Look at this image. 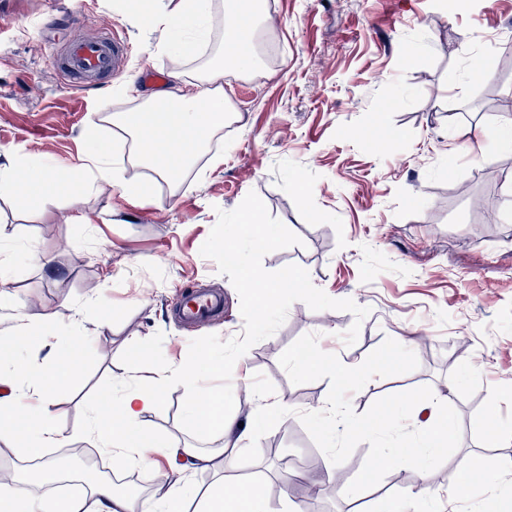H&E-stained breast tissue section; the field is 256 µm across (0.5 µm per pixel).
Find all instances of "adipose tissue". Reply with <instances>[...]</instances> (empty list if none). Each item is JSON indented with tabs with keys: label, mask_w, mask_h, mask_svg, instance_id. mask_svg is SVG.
Segmentation results:
<instances>
[{
	"label": "adipose tissue",
	"mask_w": 512,
	"mask_h": 512,
	"mask_svg": "<svg viewBox=\"0 0 512 512\" xmlns=\"http://www.w3.org/2000/svg\"><path fill=\"white\" fill-rule=\"evenodd\" d=\"M256 0H223L226 23L222 35L221 63L204 69L195 81L163 91L174 100L168 112L152 109L117 112L112 116L115 128L129 134L134 156L152 177L169 178L187 169L207 147L211 135L224 125L228 105L224 99L225 69L246 74L258 64L255 44ZM214 0H168L149 21L163 27L168 46L182 56H193L207 38ZM73 176L88 190L117 187L125 194L147 198L146 185L124 183L122 167L111 143L88 135L87 146ZM58 192L49 167L39 159H17L0 164V196H39L49 198ZM53 314L37 321L18 317L12 335L0 338V445L22 458L41 457L43 449L65 448L77 443L98 449L117 464L154 467L157 457L170 461L160 478L167 490L148 497L120 492L112 481L100 478L88 491L76 496L44 497L38 494L18 496L14 477L0 478V505L7 512H192L180 491L191 470H225L231 465V451L223 442L241 443L251 438L255 421L242 422L225 409L224 394L198 387L201 373H224L229 362L210 351L197 353L194 362L177 367H159L151 383L136 378L121 387L102 390L89 409L87 424L79 436L62 432L54 422L52 406L59 389L70 384L81 372L78 348L86 340L83 320H76L67 348L61 349L44 365L27 363L20 348L36 347L54 336ZM187 384L191 394L184 417L193 427L203 429L219 448L205 452L187 443H173L166 436L147 430L148 415L164 397L169 384ZM413 412L425 416L421 442L405 440L395 448H381L366 462L365 478H372L383 461L417 466L422 479H429V460L456 434V424L448 412V399L435 392L419 394ZM193 512H269L264 489L254 484L225 493L223 481H216L202 495Z\"/></svg>",
	"instance_id": "adipose-tissue-1"
}]
</instances>
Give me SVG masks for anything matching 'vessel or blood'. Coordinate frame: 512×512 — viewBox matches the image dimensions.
Instances as JSON below:
<instances>
[{"mask_svg": "<svg viewBox=\"0 0 512 512\" xmlns=\"http://www.w3.org/2000/svg\"><path fill=\"white\" fill-rule=\"evenodd\" d=\"M67 23L74 27L75 33L64 46L52 51L53 69L64 75L68 82L87 88L106 83L119 57L117 43L104 34L86 35L79 18L68 17ZM222 307V298L191 289L182 296L178 315L183 322L196 324L217 315Z\"/></svg>", "mask_w": 512, "mask_h": 512, "instance_id": "1", "label": "vessel or blood"}]
</instances>
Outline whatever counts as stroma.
I'll return each instance as SVG.
<instances>
[{
    "mask_svg": "<svg viewBox=\"0 0 512 512\" xmlns=\"http://www.w3.org/2000/svg\"><path fill=\"white\" fill-rule=\"evenodd\" d=\"M133 0H19L0 18V164L10 157L53 161L63 188L47 200L0 197V225L14 228L19 256L0 303V335L18 311L54 314L66 347L71 308L102 295L81 350L82 378L59 392L53 409L64 433L87 422L97 391L136 376L149 383L158 365L185 362L191 341L239 336L240 298L228 276L200 249L218 210L237 208L256 192L272 217L301 242L264 256L266 270L296 264L329 297L369 308L358 340L344 333L351 312L294 302L285 322L241 358L237 376L210 385L228 395V410L246 420L259 407L289 408L258 442L257 462L232 465L224 484L258 481L272 512H383L387 500L415 487L418 471L402 466L372 489L340 498L326 477L333 465L299 412L323 407L328 379L293 384L279 357L301 336L340 361L360 365L385 338H410L419 365L373 377L349 400L365 412L384 396L421 386L446 395L454 443L431 465V496L417 512H503L485 489H456L457 465L484 459L490 477L506 453L491 415L512 419V154L493 153L474 130L490 127L512 103V0H260L257 35L263 63L225 76L233 109L215 146L216 168L200 157L178 173L177 187L152 182L147 201L116 188H79L71 167L84 153L86 130L113 136L112 115L150 103L157 86L139 80L153 68L164 88L187 81L219 52L222 10L210 39L188 59L165 50L167 34ZM74 12L88 28L111 26L124 50L112 82L84 92L61 81L52 48L69 38L53 19ZM490 60V78H471V59ZM390 130L368 139L369 129ZM222 294L224 316L185 325L174 316L187 288ZM188 389L171 385L148 423L171 441L212 447L183 416ZM304 467L319 480L307 498L289 482Z\"/></svg>",
    "mask_w": 512,
    "mask_h": 512,
    "instance_id": "1",
    "label": "stroma"
}]
</instances>
